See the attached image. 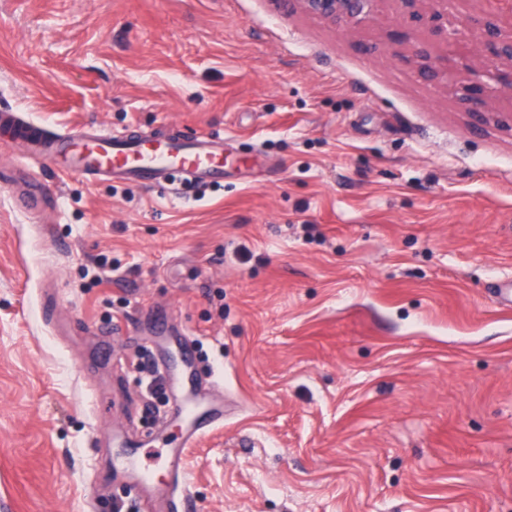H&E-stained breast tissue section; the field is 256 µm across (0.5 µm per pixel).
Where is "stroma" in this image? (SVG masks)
Returning a JSON list of instances; mask_svg holds the SVG:
<instances>
[{
    "label": "stroma",
    "instance_id": "obj_1",
    "mask_svg": "<svg viewBox=\"0 0 512 512\" xmlns=\"http://www.w3.org/2000/svg\"><path fill=\"white\" fill-rule=\"evenodd\" d=\"M407 40L394 41L399 27ZM403 0H0V109L220 136L203 196L55 178L0 131V505L144 512L149 358L223 400L183 453L194 512H512V89L473 112ZM26 167L46 201L21 211ZM309 13L346 25H358L371 16L375 0H299ZM140 445L137 442H129L121 455L116 458V462H112V467L127 475L134 486L144 489L150 486L151 478L140 466L138 459Z\"/></svg>",
    "mask_w": 512,
    "mask_h": 512
}]
</instances>
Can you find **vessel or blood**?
I'll use <instances>...</instances> for the list:
<instances>
[{"label":"vessel or blood","instance_id":"vessel-or-blood-1","mask_svg":"<svg viewBox=\"0 0 512 512\" xmlns=\"http://www.w3.org/2000/svg\"><path fill=\"white\" fill-rule=\"evenodd\" d=\"M0 125L17 131L27 161L47 165L59 177L78 175L91 182L116 179L157 188L167 187L177 177L200 186L223 181L228 163L220 137L114 132L92 125L57 130L10 111L0 113ZM176 412L187 422L183 446L195 443L224 420L222 412L199 409L189 400L180 402ZM139 449V443H128L113 467L144 489L151 479L140 466ZM165 465L171 476L167 491L170 512H191L192 496L184 477L181 448L168 449Z\"/></svg>","mask_w":512,"mask_h":512}]
</instances>
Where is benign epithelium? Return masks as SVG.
I'll list each match as a JSON object with an SVG mask.
<instances>
[{
    "mask_svg": "<svg viewBox=\"0 0 512 512\" xmlns=\"http://www.w3.org/2000/svg\"><path fill=\"white\" fill-rule=\"evenodd\" d=\"M309 13L331 21L347 25H358L371 16L375 0H299ZM434 4L429 16L436 35L446 44V54L427 65V71L441 78L449 79L455 73L467 74L463 86V96L473 109L481 108L485 98L495 86L512 88V70L503 71L497 61L512 62V28L505 31L494 24L482 25L474 21L478 40L486 47L488 62L482 67H474L464 45L461 31L448 25V0H430Z\"/></svg>",
    "mask_w": 512,
    "mask_h": 512,
    "instance_id": "7a95c632",
    "label": "benign epithelium"
}]
</instances>
